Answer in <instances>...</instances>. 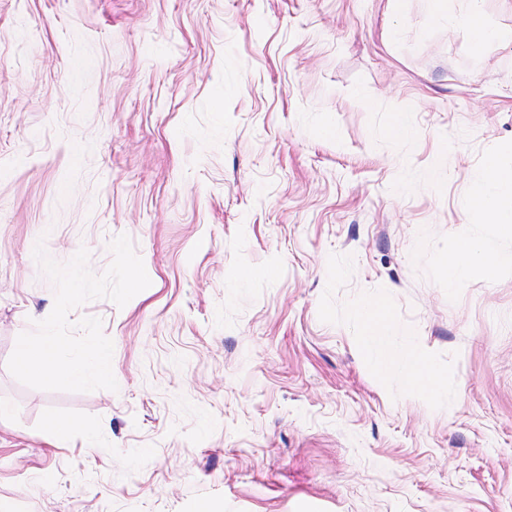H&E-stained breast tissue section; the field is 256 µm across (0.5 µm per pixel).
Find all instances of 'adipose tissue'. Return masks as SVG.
Wrapping results in <instances>:
<instances>
[{"label":"adipose tissue","mask_w":512,"mask_h":512,"mask_svg":"<svg viewBox=\"0 0 512 512\" xmlns=\"http://www.w3.org/2000/svg\"><path fill=\"white\" fill-rule=\"evenodd\" d=\"M506 195H512V168L489 163L467 202V209L472 214L491 217L495 236L480 242L461 239L449 260L453 275L463 276L479 260L500 261L495 242L512 237V212L499 207L500 199ZM403 366L410 389L423 397H431L436 390L437 375L433 362L411 348L403 354Z\"/></svg>","instance_id":"adipose-tissue-1"}]
</instances>
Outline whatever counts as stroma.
Here are the masks:
<instances>
[{
	"mask_svg": "<svg viewBox=\"0 0 512 512\" xmlns=\"http://www.w3.org/2000/svg\"><path fill=\"white\" fill-rule=\"evenodd\" d=\"M467 9L0 0V512H512V264L447 272L512 164V42ZM121 234L150 286L69 314L117 390L20 383L37 240L99 275ZM377 301L435 397L364 346ZM484 0H468L465 22L472 31L473 40L478 48H486L494 42H510L512 31L498 30L490 26L485 19ZM405 378L410 389L426 398L436 391L437 368L417 349L410 348L403 354Z\"/></svg>",
	"mask_w": 512,
	"mask_h": 512,
	"instance_id": "obj_1",
	"label": "stroma"
}]
</instances>
